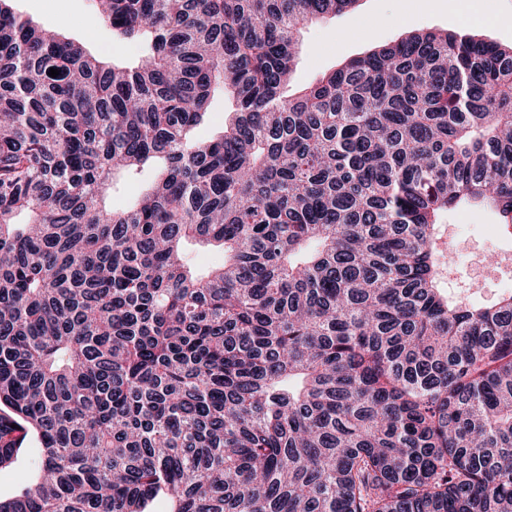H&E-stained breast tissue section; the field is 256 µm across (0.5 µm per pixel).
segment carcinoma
<instances>
[{"label":"carcinoma","mask_w":512,"mask_h":512,"mask_svg":"<svg viewBox=\"0 0 512 512\" xmlns=\"http://www.w3.org/2000/svg\"><path fill=\"white\" fill-rule=\"evenodd\" d=\"M10 2L0 470L41 459L0 512H512V296L445 293L443 248L512 226V46L411 33L289 96L357 0H94L133 65ZM236 106L234 101L222 94L215 95L199 125L196 126L194 133L198 139L210 140L218 137L224 128V122L232 117ZM151 173L144 172L142 181H121L118 190L112 194L111 204L112 207L122 208L126 207L134 200L137 199L141 191L144 189L146 183L150 180Z\"/></svg>","instance_id":"cac0c4a2"}]
</instances>
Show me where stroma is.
<instances>
[{"label":"stroma","mask_w":512,"mask_h":512,"mask_svg":"<svg viewBox=\"0 0 512 512\" xmlns=\"http://www.w3.org/2000/svg\"><path fill=\"white\" fill-rule=\"evenodd\" d=\"M16 11L42 27L87 42L100 55L135 63L143 42L113 37L93 0H14ZM421 31L465 32L502 47L512 46V0H497L487 16L479 0H358L353 9L309 24L299 36V55L290 83L298 88L366 54L374 45ZM494 211L476 209L451 214L446 233L463 229L457 259L446 282L449 294L490 302L512 279V236L498 229Z\"/></svg>","instance_id":"35a3bbf8"}]
</instances>
